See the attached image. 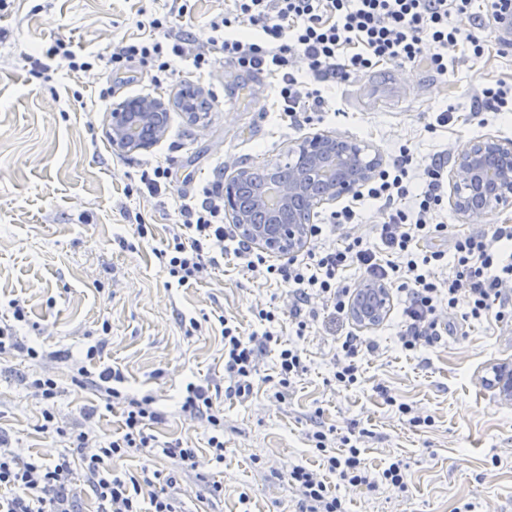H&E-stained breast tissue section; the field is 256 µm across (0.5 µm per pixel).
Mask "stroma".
I'll return each instance as SVG.
<instances>
[{
  "mask_svg": "<svg viewBox=\"0 0 512 512\" xmlns=\"http://www.w3.org/2000/svg\"><path fill=\"white\" fill-rule=\"evenodd\" d=\"M155 9L154 0H15L0 11V317H9V300H23L27 322L20 333L47 352L76 355L105 338L91 369L120 368L128 388L152 396L166 412L153 427L159 441H181L200 459L191 470L162 455L132 453L114 460L112 471L121 477L159 472L161 487L182 512H298L300 495L288 473L297 465L323 471L311 440L316 430L328 432L335 452L350 438L372 476L396 458L412 475L405 490L382 482L353 489L328 475L330 491L347 512H512V398L499 397L493 382L495 368L512 367L511 329L463 320L461 304L442 313L451 334L407 351L398 341L406 296L395 291L377 325L318 320L301 333L286 315L285 284L252 278L226 262L201 282L177 288L159 255L184 201L248 165L286 162L289 147L316 131L356 139L386 163L409 148L419 163L412 172L417 185L434 156L454 159L485 136L512 141V116L486 112L475 97L499 81L512 86V48L492 37L477 59L470 45L458 44L443 77L430 61L436 46L426 44L415 64L390 61L325 89L336 100L334 110L312 113L300 125L277 110L271 79L256 80L229 62L201 74L178 68L161 86L135 63L84 74L54 60L48 75H38L55 42L80 57L105 55L140 34ZM186 83L213 97L205 119L192 123L172 109L168 131L155 145L113 149L114 103L150 97L171 104ZM446 109L453 121L437 125ZM158 158L171 172V192L161 198L141 182ZM384 220L378 203L366 202L358 222L328 240L374 244L375 226ZM139 221L147 237L137 235ZM262 309L282 313L276 331L300 350L306 366L279 399L278 346L261 356L252 394L228 392L224 376L219 317L260 332ZM190 317L197 328L187 325ZM349 331L377 348L360 352L359 381L345 387L334 371ZM44 372L60 387L54 410L64 425L122 435L121 409L99 408L93 391L72 382L69 364L3 354L0 428L18 439L24 455L49 460L62 448L37 432L44 405L24 383ZM190 382L209 385L224 411L223 462L209 459L206 427L177 409ZM398 401L426 424L410 425L396 412ZM215 481L223 486L216 496L210 493Z\"/></svg>",
  "mask_w": 512,
  "mask_h": 512,
  "instance_id": "35a3bbf8",
  "label": "stroma"
}]
</instances>
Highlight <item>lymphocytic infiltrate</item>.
Segmentation results:
<instances>
[{"instance_id": "1", "label": "lymphocytic infiltrate", "mask_w": 512, "mask_h": 512, "mask_svg": "<svg viewBox=\"0 0 512 512\" xmlns=\"http://www.w3.org/2000/svg\"><path fill=\"white\" fill-rule=\"evenodd\" d=\"M231 2V15L211 21L212 34L206 42L182 34L169 25L166 17H156L149 23L148 36L122 42L111 51L109 66L116 70L134 62L150 66L155 71L154 82L163 84L170 80L175 63L200 71L229 60L247 71L267 72L278 83L281 112L294 118L307 112L328 111L331 104L320 90L309 87V81L298 80L290 69L293 56L306 58L309 80L333 82L386 61L414 64L429 41L438 48L431 62L444 76L448 64L443 49L464 41L470 44L474 57H482L486 47L483 31L512 17V0H484L479 15L472 11V0ZM234 21L254 27L255 35L227 34V27ZM412 164L410 151L400 149L378 180L334 215L337 225L350 224L357 219L364 201L382 202L387 219L375 227L376 246L357 239L340 248L328 247L322 241V225L314 224L302 257L270 263L225 224L224 184L215 181L203 188L198 200L181 206V220L173 225L160 255L167 261L170 277L181 287L202 280L224 255L243 261L254 276L282 279L292 287L289 315L302 330L307 327L301 318L302 307L314 298L329 305L331 320L349 318L354 291L342 282L340 274L348 267H358L365 280L396 282L405 292L399 341L407 351L440 336L437 311L444 304L452 309L466 304L473 319L491 317L500 324L512 322V301L504 294L505 285L512 282V253L505 249L506 242H512V226L497 224L486 234L456 237L454 276L432 280L427 267L431 262L443 261L445 254L434 251L424 256L420 246L446 230L437 220L445 161L437 157L425 165L426 181L417 192L412 190L409 177ZM214 247L219 250L215 257L210 254ZM9 306L11 320H0V354L19 352L32 360H56V353H39L20 336L19 325L27 320L24 303L14 299ZM258 316L269 325L260 334L244 333L228 318L220 320L224 368L233 390L241 396L252 391L259 358L278 339L271 330L279 321L278 314L262 310ZM100 351V345H91L84 359L72 360L73 380L94 391L105 405H122V437L102 441L92 427L70 431L60 426L50 409L59 394L56 380L48 375L28 380L34 396L47 405L39 432L62 439L64 449L48 463L33 457L25 460L13 448L9 434L0 431V512H76L72 485L79 472L95 498L96 512H177L173 497L166 491L153 490L148 475L115 476L112 462L136 450L161 454L193 469L198 465L197 451L178 441L159 443L151 427L164 421V413L155 408L151 396L128 391L121 370L106 367L90 371L87 363ZM180 411L185 418L207 427L212 456L216 462H223L224 414L215 405L209 387L187 384ZM312 439L316 449L327 455L328 472L356 488L374 487L376 480L371 479L359 448H346L333 456L326 452V433L313 432ZM288 480L301 495L300 512H345L323 475L296 466L289 471Z\"/></svg>"}]
</instances>
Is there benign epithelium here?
I'll list each match as a JSON object with an SVG mask.
<instances>
[{
    "label": "benign epithelium",
    "mask_w": 512,
    "mask_h": 512,
    "mask_svg": "<svg viewBox=\"0 0 512 512\" xmlns=\"http://www.w3.org/2000/svg\"><path fill=\"white\" fill-rule=\"evenodd\" d=\"M167 111L163 101L149 97L126 101L112 112V147L128 149L131 131L143 126L152 135L144 147H151L161 137ZM288 155L297 159L294 178L281 186L280 206H301L311 212L324 203L356 196L381 168L379 156L365 160L360 143L328 132L303 137ZM498 157H512V142L491 136L474 141L454 157L450 203L468 224H482L496 210L512 205V168L489 164ZM245 176L240 170L224 183V212L244 225L248 236L264 249L290 255L301 251L307 242V225L248 223L239 209L238 183ZM389 301L385 286L365 282L354 294L350 314L361 324L373 325L387 313Z\"/></svg>",
    "instance_id": "1"
}]
</instances>
